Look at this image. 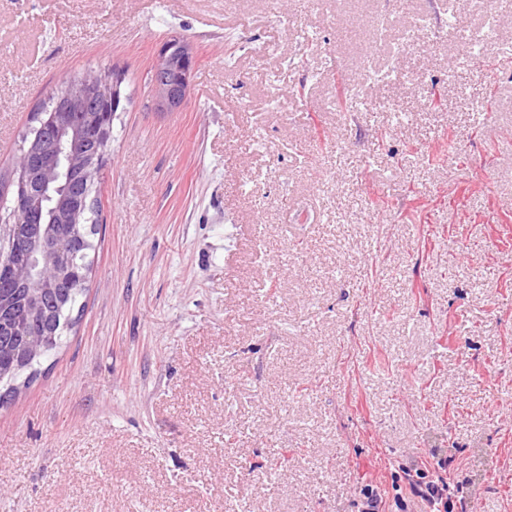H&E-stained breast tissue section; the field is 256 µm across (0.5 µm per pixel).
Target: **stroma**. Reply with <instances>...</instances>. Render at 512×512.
I'll return each mask as SVG.
<instances>
[{"label":"stroma","mask_w":512,"mask_h":512,"mask_svg":"<svg viewBox=\"0 0 512 512\" xmlns=\"http://www.w3.org/2000/svg\"><path fill=\"white\" fill-rule=\"evenodd\" d=\"M88 69L123 78L101 248L0 406V512H355L433 453L512 512V0H0V169ZM495 31V17L493 11L490 10L487 11L485 24L471 32L468 40L469 50L466 54L462 55V57L466 60L469 59L473 50L481 47L486 41L490 40L494 36ZM183 51L169 54L167 42L158 53L152 66L153 85L164 111L179 110L187 101L198 57L193 46L182 40ZM358 499L356 505L358 512H386V501L384 493L378 485L366 483L357 491Z\"/></svg>","instance_id":"stroma-1"}]
</instances>
